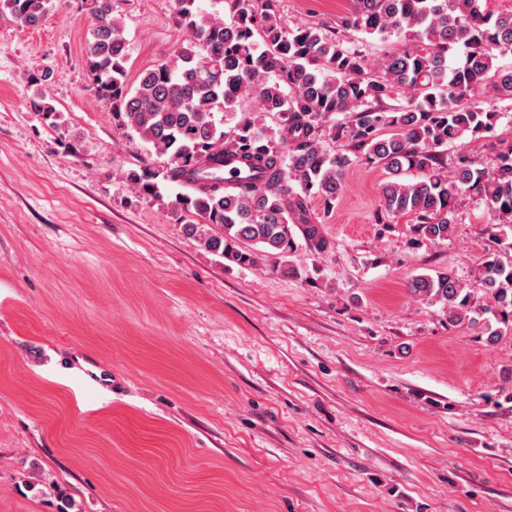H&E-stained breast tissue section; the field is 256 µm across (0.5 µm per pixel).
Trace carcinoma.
<instances>
[{
    "instance_id": "obj_1",
    "label": "carcinoma",
    "mask_w": 512,
    "mask_h": 512,
    "mask_svg": "<svg viewBox=\"0 0 512 512\" xmlns=\"http://www.w3.org/2000/svg\"><path fill=\"white\" fill-rule=\"evenodd\" d=\"M195 2L178 0L187 45L129 86L122 24L109 0H92L96 26L85 60L115 119L168 156L165 180L190 189L177 205L198 222L184 232L207 251L240 266L286 259L300 239L310 252L328 251L310 202L333 206L359 161L389 174L379 224L411 216L419 238L443 242L456 199L468 195L485 205L495 228L512 230V145L491 168L470 150L448 159L449 146L484 137L500 119L472 97L486 89L512 97V70L495 64L512 54V12L496 13L485 0H348L331 30L285 26L279 0H228L227 20ZM0 3L38 28L49 0ZM349 31L395 36L402 47L371 64L363 46L345 38ZM399 94L404 101L387 103ZM329 141L340 148L328 150ZM128 178L146 193L156 187L147 171ZM479 275L497 303L499 327L483 326L493 341L512 330V261L490 254ZM408 290L441 304L450 324L479 325L450 270L419 275Z\"/></svg>"
}]
</instances>
